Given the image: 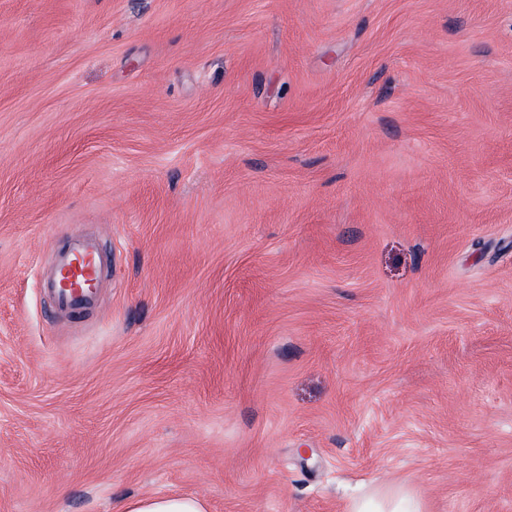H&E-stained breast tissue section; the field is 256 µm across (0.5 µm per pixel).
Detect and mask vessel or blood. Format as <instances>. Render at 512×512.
Instances as JSON below:
<instances>
[{
	"label": "vessel or blood",
	"mask_w": 512,
	"mask_h": 512,
	"mask_svg": "<svg viewBox=\"0 0 512 512\" xmlns=\"http://www.w3.org/2000/svg\"><path fill=\"white\" fill-rule=\"evenodd\" d=\"M111 269L98 239L75 242L52 273V303L72 313L93 306L98 285Z\"/></svg>",
	"instance_id": "1"
}]
</instances>
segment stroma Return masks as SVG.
I'll return each mask as SVG.
<instances>
[{
    "label": "stroma",
    "instance_id": "35a3bbf8",
    "mask_svg": "<svg viewBox=\"0 0 512 512\" xmlns=\"http://www.w3.org/2000/svg\"><path fill=\"white\" fill-rule=\"evenodd\" d=\"M397 483L512 512V0H0V512ZM109 271L112 263L98 239L75 242L52 273V303L71 314L83 312L95 304L98 285Z\"/></svg>",
    "mask_w": 512,
    "mask_h": 512
}]
</instances>
